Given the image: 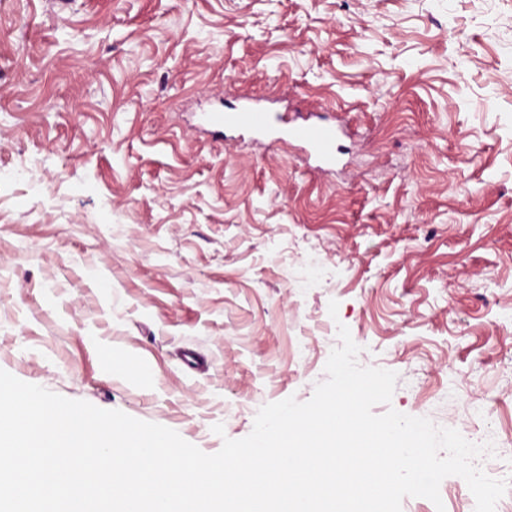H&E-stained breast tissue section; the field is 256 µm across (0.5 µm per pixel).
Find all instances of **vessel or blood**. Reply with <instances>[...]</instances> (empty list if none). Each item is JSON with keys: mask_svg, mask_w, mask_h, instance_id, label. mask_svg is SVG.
I'll return each instance as SVG.
<instances>
[{"mask_svg": "<svg viewBox=\"0 0 512 512\" xmlns=\"http://www.w3.org/2000/svg\"><path fill=\"white\" fill-rule=\"evenodd\" d=\"M206 123L217 136L231 129L255 137L294 143L319 169L331 170L339 163L336 143L342 129L319 116L297 121L244 100L229 109L208 113Z\"/></svg>", "mask_w": 512, "mask_h": 512, "instance_id": "b4317fda", "label": "vessel or blood"}]
</instances>
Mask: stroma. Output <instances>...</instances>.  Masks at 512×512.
Wrapping results in <instances>:
<instances>
[{"instance_id": "35a3bbf8", "label": "stroma", "mask_w": 512, "mask_h": 512, "mask_svg": "<svg viewBox=\"0 0 512 512\" xmlns=\"http://www.w3.org/2000/svg\"><path fill=\"white\" fill-rule=\"evenodd\" d=\"M242 96L340 164L197 129ZM341 324L512 441V0H0V369L213 454Z\"/></svg>"}]
</instances>
